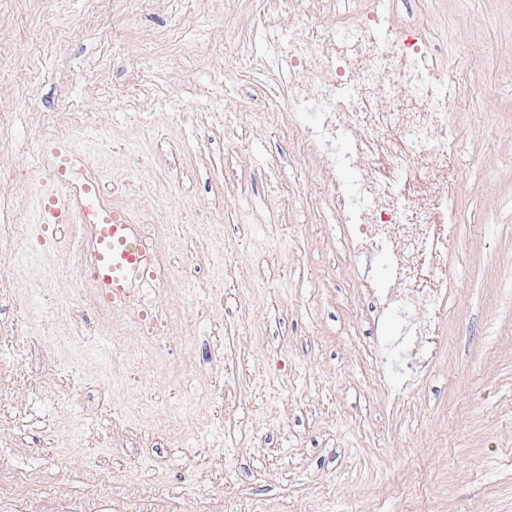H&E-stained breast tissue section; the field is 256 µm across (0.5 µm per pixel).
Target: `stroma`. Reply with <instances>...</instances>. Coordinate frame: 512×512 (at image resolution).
<instances>
[{
    "label": "stroma",
    "instance_id": "stroma-1",
    "mask_svg": "<svg viewBox=\"0 0 512 512\" xmlns=\"http://www.w3.org/2000/svg\"><path fill=\"white\" fill-rule=\"evenodd\" d=\"M282 0H0V219L28 224L48 179L39 149L70 113L104 181L144 153L139 190L114 197L163 222L156 250L188 280L152 295L173 330L147 346L101 317L53 229L27 260L0 257V467L28 495L0 512H512V0H395L463 75L465 161L415 156L412 189L448 173L455 285L429 373L387 393L400 324L365 317V278L328 192L350 172L305 140L310 115L274 105L281 73L256 35ZM194 22L180 42L159 34ZM80 35H72V28ZM134 361L104 364L107 345ZM107 471L102 492L94 474Z\"/></svg>",
    "mask_w": 512,
    "mask_h": 512
}]
</instances>
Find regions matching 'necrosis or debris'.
Here are the masks:
<instances>
[{"instance_id":"necrosis-or-debris-1","label":"necrosis or debris","mask_w":512,"mask_h":512,"mask_svg":"<svg viewBox=\"0 0 512 512\" xmlns=\"http://www.w3.org/2000/svg\"><path fill=\"white\" fill-rule=\"evenodd\" d=\"M316 10L294 8L283 21L260 23L257 34L272 50L285 82L276 99L291 112L317 118L306 141L331 163L355 171V186L331 188L329 202L340 217L353 258L388 256L390 271L366 281L373 320L397 310H421L408 330L409 362L398 394L413 390L429 368V344L440 330L450 283L433 263L446 255L457 233L447 194L416 201L408 183L411 155L459 152L462 131L449 119L459 100L455 77L439 69L431 43L416 20L398 24L383 0H347L332 24L321 21L328 0ZM306 79H299L301 70ZM390 80H381L382 72ZM393 102L376 111L374 97ZM438 215L437 229L423 225Z\"/></svg>"}]
</instances>
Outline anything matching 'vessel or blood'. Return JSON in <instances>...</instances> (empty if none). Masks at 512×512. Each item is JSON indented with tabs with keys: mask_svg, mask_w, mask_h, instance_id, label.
Wrapping results in <instances>:
<instances>
[{
	"mask_svg": "<svg viewBox=\"0 0 512 512\" xmlns=\"http://www.w3.org/2000/svg\"><path fill=\"white\" fill-rule=\"evenodd\" d=\"M52 173L37 221L78 227L80 269L112 310L133 314L145 293L165 287L167 272L146 243L142 227L122 207L106 202L101 181L87 158L65 141L43 150Z\"/></svg>",
	"mask_w": 512,
	"mask_h": 512,
	"instance_id": "1",
	"label": "vessel or blood"
}]
</instances>
